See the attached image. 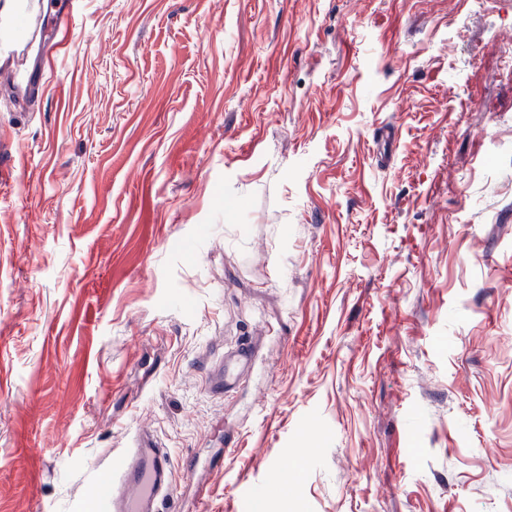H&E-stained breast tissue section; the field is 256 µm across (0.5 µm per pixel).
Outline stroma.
<instances>
[{"mask_svg":"<svg viewBox=\"0 0 512 512\" xmlns=\"http://www.w3.org/2000/svg\"><path fill=\"white\" fill-rule=\"evenodd\" d=\"M62 2L0 0V512L145 437L164 512H512V0H75L18 107ZM252 359V348L249 343H242L235 355V362L224 361V365L212 374L209 384L210 390L216 395H223L225 391L236 385L243 376L244 370Z\"/></svg>","mask_w":512,"mask_h":512,"instance_id":"stroma-1","label":"stroma"}]
</instances>
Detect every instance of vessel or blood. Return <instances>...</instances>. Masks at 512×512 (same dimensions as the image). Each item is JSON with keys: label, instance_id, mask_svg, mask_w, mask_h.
Returning a JSON list of instances; mask_svg holds the SVG:
<instances>
[{"label": "vessel or blood", "instance_id": "1", "mask_svg": "<svg viewBox=\"0 0 512 512\" xmlns=\"http://www.w3.org/2000/svg\"><path fill=\"white\" fill-rule=\"evenodd\" d=\"M252 359L250 344H241L234 362H227L212 374L214 394H224L241 379ZM97 512H160L172 488L171 458L167 449L142 444L127 449L113 467L111 484L96 486Z\"/></svg>", "mask_w": 512, "mask_h": 512}]
</instances>
